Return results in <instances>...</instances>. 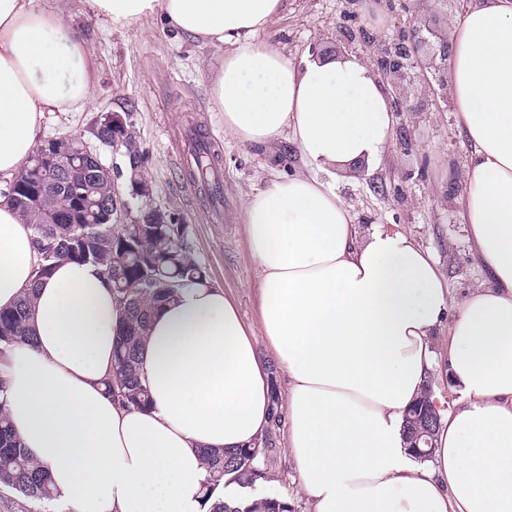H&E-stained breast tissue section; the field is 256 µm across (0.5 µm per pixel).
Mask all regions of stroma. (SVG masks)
<instances>
[{"instance_id": "35a3bbf8", "label": "stroma", "mask_w": 512, "mask_h": 512, "mask_svg": "<svg viewBox=\"0 0 512 512\" xmlns=\"http://www.w3.org/2000/svg\"><path fill=\"white\" fill-rule=\"evenodd\" d=\"M39 5L65 11L88 41L97 74L91 100L80 110L46 116L39 141L88 133L100 115L120 113L136 133L144 156L141 176L152 190L150 197L136 198V205L160 208L184 224L210 281L236 301L247 324L259 327L257 268L241 214L254 190L296 170L294 143L285 139L265 149L225 134L224 114L213 96L221 53L176 34L161 16L121 27L92 9L89 0H39ZM345 8V0H285L268 36L297 56L313 49L358 52L364 36L396 34L413 19L448 35L455 14L444 0H373L369 15L354 22ZM409 104L393 135L411 141L412 151L389 145L376 169L358 166L336 188L358 223L397 226L428 250L458 299L489 282L454 203L463 190L460 173L470 146L455 125L449 102L435 97L421 104L413 98ZM191 133L219 154L215 170L222 185L217 197H209L191 175L195 164L186 146ZM269 436L274 449L261 459L267 477L260 485L287 496L291 512H307L288 454L286 424L270 427Z\"/></svg>"}]
</instances>
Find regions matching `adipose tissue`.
<instances>
[{
	"label": "adipose tissue",
	"mask_w": 512,
	"mask_h": 512,
	"mask_svg": "<svg viewBox=\"0 0 512 512\" xmlns=\"http://www.w3.org/2000/svg\"><path fill=\"white\" fill-rule=\"evenodd\" d=\"M90 2L121 25L161 14L222 50L213 93L225 133L256 146L288 138L301 167L254 191L242 214L270 358L224 290L183 286L140 352L147 409L105 389L125 313L99 267L62 262L34 284L32 233L0 197V308L35 291L34 343L0 375L15 432L49 470L53 512H210L244 499L233 482L203 496L200 451L262 437L275 365L311 512H512V0H468L450 20L448 94L470 145L457 214L492 282L458 301L427 250L383 224L362 230L336 191L393 134L367 55H288L265 37L283 0ZM91 57L63 14L0 0V180L29 159L46 113L90 100ZM443 328L455 400L421 463L404 414Z\"/></svg>",
	"instance_id": "1"
}]
</instances>
